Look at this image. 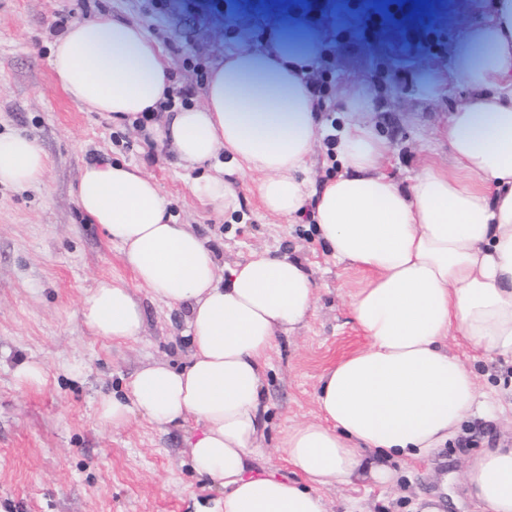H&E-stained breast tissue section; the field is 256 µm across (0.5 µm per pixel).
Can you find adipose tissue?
I'll use <instances>...</instances> for the list:
<instances>
[{
  "label": "adipose tissue",
  "mask_w": 512,
  "mask_h": 512,
  "mask_svg": "<svg viewBox=\"0 0 512 512\" xmlns=\"http://www.w3.org/2000/svg\"><path fill=\"white\" fill-rule=\"evenodd\" d=\"M282 22L269 20L263 47L224 54L202 104L170 112L159 109L169 66L138 26L72 21L49 57L77 106L147 119L179 166L200 169L190 189L203 206L234 207L238 179L252 176L265 212H310L332 257L367 274L350 301L366 346L325 371L316 419L279 440L297 478L258 471L269 353L278 333L294 332L311 312L310 273L267 252L220 267L191 225L176 223L150 176L129 164L85 165L79 208L120 246L137 285L185 308L191 341L186 365L143 366L127 397L101 401L99 417L115 427L134 413L159 425L194 420L191 462L223 487V512H325L321 489L394 483L391 461L430 455L487 407L449 337L512 356V0H492L487 19L454 44L449 69H424L426 94L450 82L469 96L436 130L449 163H427L406 189L383 170L391 145L367 118L373 101L362 81L336 89L351 114L335 132L342 173L308 187L304 173L327 133L311 77L327 54L280 36ZM48 168L35 139L0 135V185L43 184ZM81 314L95 335L117 341L137 339L143 326L131 288L110 280L97 283ZM371 451L383 462L366 464ZM464 480L485 512H512V446L468 459Z\"/></svg>",
  "instance_id": "ef3b65f1"
}]
</instances>
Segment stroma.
<instances>
[{"instance_id": "obj_1", "label": "stroma", "mask_w": 512, "mask_h": 512, "mask_svg": "<svg viewBox=\"0 0 512 512\" xmlns=\"http://www.w3.org/2000/svg\"><path fill=\"white\" fill-rule=\"evenodd\" d=\"M289 12L286 38L322 40L329 52L316 73L317 104L331 126L345 114L336 88L363 79L372 119L391 143L385 172L409 187L428 161L447 162L435 129L467 91L446 86L427 99L417 90L428 61H446L467 27L485 20L470 0H192L189 9L159 11L155 0H0V134L38 140L50 160L44 184L0 185V512H221L224 491L192 468L187 439L194 421L159 426L140 415L112 427L98 403L128 395L141 367H179L190 351L185 311L136 288L120 247L79 208L76 187L87 162L137 166L160 187L178 223L192 225L224 264L260 251L298 258L310 271L315 302L306 323L277 339L264 391L267 429L257 463L295 476L278 450L284 430L312 419L321 375L367 342L352 319L350 299L364 275L336 263L309 216L285 218L258 208L250 179L237 186L235 208L204 209L190 191L196 173L148 147L140 128L74 104L49 65V45L76 19L113 17L141 27L167 60L172 96L203 99L206 76L225 50L261 47L270 13ZM399 37L414 58L393 71L377 62L371 41ZM135 287L144 326L131 341L93 335L80 309L100 279ZM449 348L476 376L496 417L470 416L462 433L425 458L394 463L398 482L370 481L322 489L327 512H483L466 494L467 460L512 439V358L485 356L452 340ZM44 369L22 382V362Z\"/></svg>"}]
</instances>
